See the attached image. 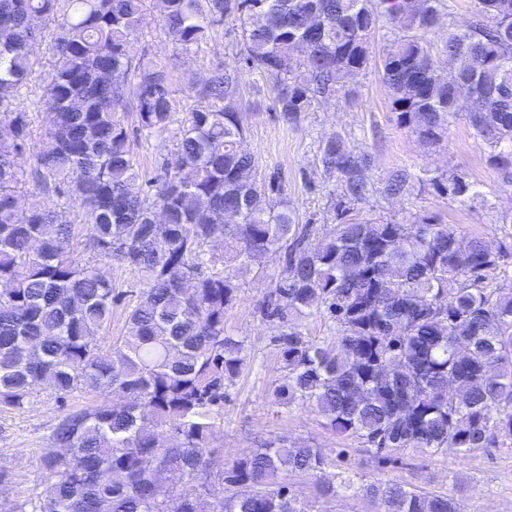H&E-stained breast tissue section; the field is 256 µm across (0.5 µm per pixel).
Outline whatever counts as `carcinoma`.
Instances as JSON below:
<instances>
[{"label": "carcinoma", "mask_w": 512, "mask_h": 512, "mask_svg": "<svg viewBox=\"0 0 512 512\" xmlns=\"http://www.w3.org/2000/svg\"><path fill=\"white\" fill-rule=\"evenodd\" d=\"M162 29L188 53L212 25L246 8L245 63L272 82L276 112L295 124L312 102L348 94L369 63L380 19L394 39L378 61L400 127L437 145L448 119L465 116L512 174V0H479L467 29L448 28L441 0H162ZM145 0H0V404L20 407L32 389L61 395L116 390L121 406L66 412L41 458L49 481L32 512H309L282 475L311 473L323 495L348 491L320 448L267 444L218 465L211 447L226 383L245 345L224 333L237 285L226 268L285 248L283 278L266 313L286 375L287 405L313 406L336 434L377 449L455 448L461 454L512 438V291L498 286L499 255L482 239L458 245L452 224L347 219L321 232L295 222L288 202L257 186V160L241 147L239 73L217 68L195 85L207 106L175 118L170 73L130 45ZM54 75L33 101L43 147L24 166L29 94L46 34ZM305 56L291 64L294 53ZM134 70L127 86L114 74ZM137 130L172 131L164 174L142 188ZM321 162L341 200L362 201L371 182L359 155L331 137ZM420 176L386 179L389 195ZM448 195L478 197L464 176ZM34 189L31 202L18 198ZM76 197L82 222L39 193ZM85 241L92 253L76 250ZM224 241L216 252L210 243ZM148 281L127 312L126 336L105 347L112 280L100 265ZM326 313L338 335L307 340L298 318ZM180 474L177 491L163 474ZM382 512H463L461 499L401 484H368Z\"/></svg>", "instance_id": "1"}]
</instances>
